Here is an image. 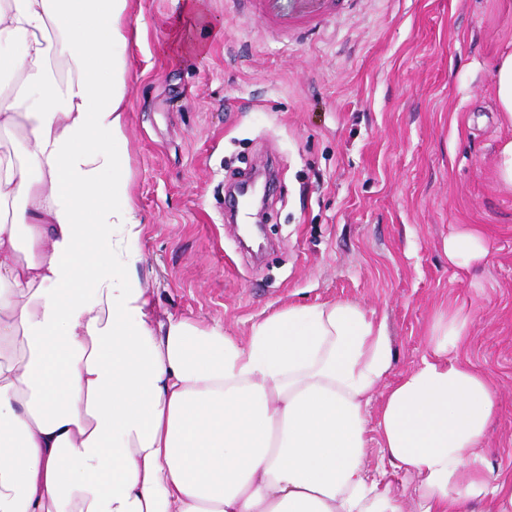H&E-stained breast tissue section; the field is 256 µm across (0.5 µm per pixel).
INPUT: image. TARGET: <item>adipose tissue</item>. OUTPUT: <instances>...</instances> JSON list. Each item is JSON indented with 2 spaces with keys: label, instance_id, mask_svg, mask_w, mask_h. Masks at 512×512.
<instances>
[{
  "label": "adipose tissue",
  "instance_id": "1",
  "mask_svg": "<svg viewBox=\"0 0 512 512\" xmlns=\"http://www.w3.org/2000/svg\"><path fill=\"white\" fill-rule=\"evenodd\" d=\"M130 13L0 0L18 77L0 131L22 134L0 167V512H512V472L481 454L496 382L453 357L463 309L438 306L429 352L394 380L384 320L349 300L288 306L243 341L159 318L131 249ZM444 251L466 271L489 248L467 226Z\"/></svg>",
  "mask_w": 512,
  "mask_h": 512
}]
</instances>
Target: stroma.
<instances>
[{
	"mask_svg": "<svg viewBox=\"0 0 512 512\" xmlns=\"http://www.w3.org/2000/svg\"><path fill=\"white\" fill-rule=\"evenodd\" d=\"M201 2L197 27L185 0H131L133 250L156 309L244 340L286 306L352 300L385 319L395 377L427 353L439 303L464 309L457 357L500 395L482 454L512 471V191L493 172L512 126L492 91L512 0H349L291 39L246 6ZM273 158L257 258L224 217V190ZM465 224L490 239L467 272L443 251Z\"/></svg>",
	"mask_w": 512,
	"mask_h": 512,
	"instance_id": "obj_1",
	"label": "stroma"
}]
</instances>
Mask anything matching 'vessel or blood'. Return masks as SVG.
<instances>
[{"label": "vessel or blood", "mask_w": 512, "mask_h": 512, "mask_svg": "<svg viewBox=\"0 0 512 512\" xmlns=\"http://www.w3.org/2000/svg\"><path fill=\"white\" fill-rule=\"evenodd\" d=\"M345 0H248L254 14L277 34L295 35L315 29L327 16L339 12Z\"/></svg>", "instance_id": "1"}]
</instances>
